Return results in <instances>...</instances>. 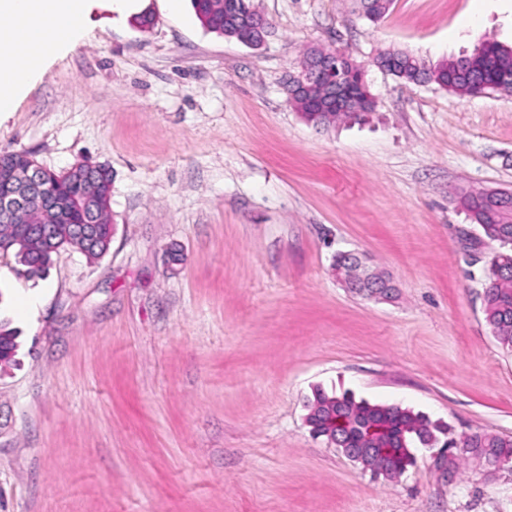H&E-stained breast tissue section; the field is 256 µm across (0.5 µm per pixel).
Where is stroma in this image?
I'll use <instances>...</instances> for the list:
<instances>
[{"label":"stroma","instance_id":"35a3bbf8","mask_svg":"<svg viewBox=\"0 0 512 512\" xmlns=\"http://www.w3.org/2000/svg\"><path fill=\"white\" fill-rule=\"evenodd\" d=\"M252 47L204 28L190 0H142L152 26L94 7L50 60L0 154L112 175L114 232L91 261L59 249L28 279L0 255V512H512V473L442 474L433 451L395 481L312 436L315 389L512 436V353L483 314L476 227L455 189L512 191V94L458 97L375 66L512 47V0H253ZM311 46L365 68L360 120L317 126L285 84ZM394 285L343 288L336 253ZM37 305L20 317L21 298ZM17 331L9 328L8 323L0 321V366L14 361L17 349Z\"/></svg>","mask_w":512,"mask_h":512}]
</instances>
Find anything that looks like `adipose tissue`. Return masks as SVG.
Wrapping results in <instances>:
<instances>
[{
    "instance_id": "1",
    "label": "adipose tissue",
    "mask_w": 512,
    "mask_h": 512,
    "mask_svg": "<svg viewBox=\"0 0 512 512\" xmlns=\"http://www.w3.org/2000/svg\"><path fill=\"white\" fill-rule=\"evenodd\" d=\"M95 0H0V112L13 111L41 66L72 49ZM35 65H26L29 57Z\"/></svg>"
}]
</instances>
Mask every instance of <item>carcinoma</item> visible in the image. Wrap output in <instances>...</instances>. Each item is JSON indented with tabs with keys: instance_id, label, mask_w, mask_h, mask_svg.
<instances>
[{
	"instance_id": "obj_1",
	"label": "carcinoma",
	"mask_w": 512,
	"mask_h": 512,
	"mask_svg": "<svg viewBox=\"0 0 512 512\" xmlns=\"http://www.w3.org/2000/svg\"><path fill=\"white\" fill-rule=\"evenodd\" d=\"M225 0H191L192 8L200 22L211 32L238 39L249 35L261 42L269 25L261 30L244 28L245 19L256 13L251 0H239L240 8L230 13L224 9ZM392 0H367L361 4L370 21L377 22L388 12ZM471 65L481 74V85L472 84L462 74L458 61L443 63L428 69L419 59L406 52L396 54L392 75L409 83L434 82L441 88L458 96H471L495 90H512V48L497 42L487 41L470 54ZM302 112L303 118L316 125H330L338 121L358 117L355 112H342L322 106L319 91L310 96L291 97ZM46 185L61 196L69 209L64 219L51 209L33 204L23 217L12 218L0 213V252L12 253L24 267L23 274L29 278L42 277L50 268L56 246L70 245L89 259L103 256L109 249L112 236L111 187L106 178L99 182L82 179L78 171L51 172L46 175ZM503 191L466 190L458 195L459 206L467 212L477 227L480 243L494 245V249L483 268V306L486 323L502 348L512 351V203L501 202ZM96 199V226L99 238L93 245L72 234V225L82 221L89 199ZM336 277L342 286L351 292L364 295V285L349 279L347 264L336 257L333 264ZM17 331L0 321V366L14 361L17 349ZM306 422L315 438H324L331 443L327 423L333 415L345 418L349 428L362 427L367 419H383L395 429L396 441L388 443L393 448L395 459L371 458L358 463L364 471L386 479L401 476L416 462L412 449L429 444H443L448 452V469L456 465L455 456L474 458L479 454L491 456L503 462L500 470L512 468V436L474 431L456 441L446 438L448 427L432 421L428 416L406 407L393 404H372L358 400L351 393L336 394L317 389L307 403Z\"/></svg>"
}]
</instances>
